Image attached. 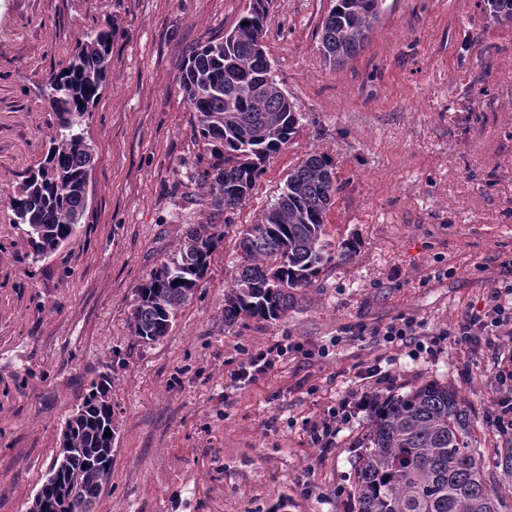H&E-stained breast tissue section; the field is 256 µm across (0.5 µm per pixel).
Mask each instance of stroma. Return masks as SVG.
I'll return each mask as SVG.
<instances>
[{
  "label": "stroma",
  "instance_id": "1",
  "mask_svg": "<svg viewBox=\"0 0 512 512\" xmlns=\"http://www.w3.org/2000/svg\"><path fill=\"white\" fill-rule=\"evenodd\" d=\"M245 5L0 0V512H29L66 418L104 375L118 431L95 512H356L354 462L376 403L430 380L457 392L489 475L512 448L495 426L512 381L493 379L512 340L467 348L446 336L512 284V24H491L479 0H384L364 49L336 67L319 37L335 0H272L263 44L301 119L227 220L197 178L209 152L178 77ZM108 22V78L84 123L88 207L34 265L7 199L56 130L47 75L68 66L80 32ZM315 153L340 186L333 260L283 318L225 324L240 230ZM190 224L222 239L169 334L143 343L128 326L135 289ZM400 318L436 349L387 343L380 329ZM359 324L370 333L352 338ZM280 345L289 352L267 375L233 382L247 357ZM363 395L329 447L312 442L328 409Z\"/></svg>",
  "mask_w": 512,
  "mask_h": 512
}]
</instances>
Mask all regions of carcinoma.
I'll return each instance as SVG.
<instances>
[{"label":"carcinoma","mask_w":512,"mask_h":512,"mask_svg":"<svg viewBox=\"0 0 512 512\" xmlns=\"http://www.w3.org/2000/svg\"><path fill=\"white\" fill-rule=\"evenodd\" d=\"M269 0H249L232 42L210 41L193 51L179 84L196 114L195 136L210 146L213 162L199 172L214 210L228 216L249 200L262 164L294 134L299 117L283 93L260 89L271 77L261 39ZM382 0H336L321 27L323 54L341 66L361 51ZM489 19L512 24V0H482ZM116 29L107 22L80 34L68 70L52 72L44 99L58 118L37 171L10 199L14 223L24 227L30 261L49 258L74 233L87 209L83 188L90 146L77 118L90 111L108 76ZM340 190L333 162L307 157L288 176L278 199L240 232L242 263L224 291V323L247 316L277 320L296 292L311 286L332 260L325 226ZM222 234L214 224H190L170 261L136 288L129 327L144 343L170 332L195 295ZM111 435L104 436L105 431ZM117 433L112 381L91 384L62 430L59 455L30 512H93L112 476ZM467 410L448 386L427 382L379 404L357 456L352 496L357 512H506V499L487 481L480 449L472 447Z\"/></svg>","instance_id":"cac0c4a2"}]
</instances>
